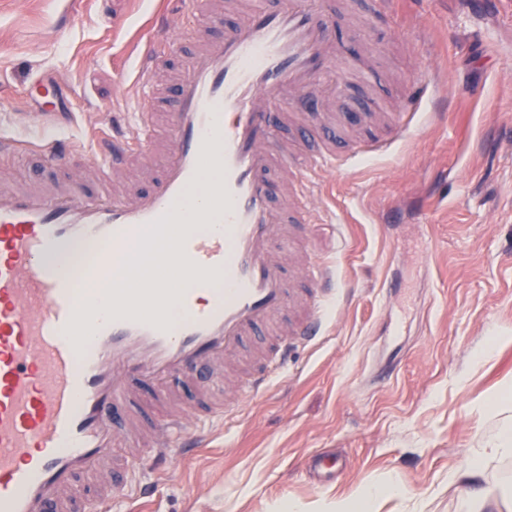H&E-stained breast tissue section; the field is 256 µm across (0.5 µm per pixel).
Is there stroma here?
Here are the masks:
<instances>
[{
  "instance_id": "stroma-1",
  "label": "stroma",
  "mask_w": 512,
  "mask_h": 512,
  "mask_svg": "<svg viewBox=\"0 0 512 512\" xmlns=\"http://www.w3.org/2000/svg\"><path fill=\"white\" fill-rule=\"evenodd\" d=\"M159 0H0V136L73 142L45 169L0 155V181H83L109 112L135 121V59ZM332 9L337 43L371 47L377 79L354 82L334 112L397 108L413 78L432 88L407 139L330 172L303 249L336 264L321 336L295 344L267 388L209 419L208 445L151 475L154 493L111 512H271L393 479L382 512H457L468 493L512 495V455L449 482L504 422L486 397L512 382V0H352ZM51 78L54 115L35 120L27 91ZM401 334H393L394 322ZM341 456L329 478L311 456Z\"/></svg>"
}]
</instances>
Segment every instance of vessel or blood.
<instances>
[{
	"mask_svg": "<svg viewBox=\"0 0 512 512\" xmlns=\"http://www.w3.org/2000/svg\"><path fill=\"white\" fill-rule=\"evenodd\" d=\"M328 9L329 0L260 4L222 37L204 40L177 79L167 148L149 189L0 191V512H87L72 492L82 475L94 478L106 506L122 487L112 477L116 448L137 449L134 465L155 473L203 446V419L188 422L171 408L172 380L195 382L272 323L290 298L276 244L289 224L310 223L316 179L391 147L353 142L341 154L326 147L289 158L279 129L297 123L293 101L303 93L328 100L326 76L345 58ZM175 24L169 11L154 18L137 70L143 87L156 86L174 54ZM413 89L394 115L406 132L427 84L414 79ZM28 94L45 112L59 101L51 80ZM158 139L155 113L143 106L134 131H113L94 158L120 170ZM38 148L52 164L73 154L59 139ZM189 216L212 232L193 231ZM141 239L153 278L135 289L115 284L109 312L93 311L92 286L112 280L117 250ZM311 276L304 316L280 329L236 384L239 400L265 390L289 343L322 326L336 284L332 262L321 259ZM147 385L156 386L162 411L145 441L133 418L121 427L116 418Z\"/></svg>",
	"mask_w": 512,
	"mask_h": 512,
	"instance_id": "1",
	"label": "vessel or blood"
}]
</instances>
